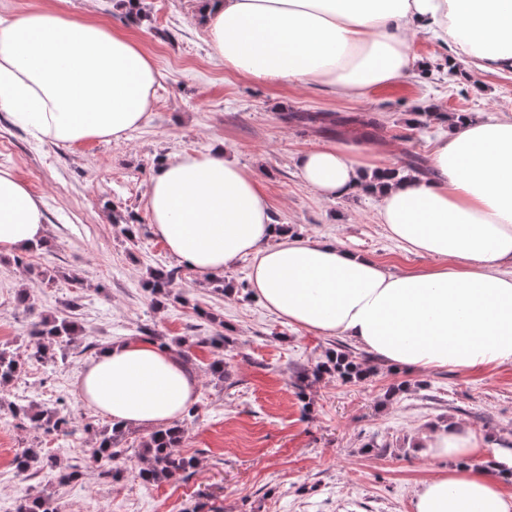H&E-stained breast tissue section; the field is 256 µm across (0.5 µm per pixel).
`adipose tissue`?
<instances>
[{"label":"adipose tissue","mask_w":512,"mask_h":512,"mask_svg":"<svg viewBox=\"0 0 512 512\" xmlns=\"http://www.w3.org/2000/svg\"><path fill=\"white\" fill-rule=\"evenodd\" d=\"M199 13L225 68L256 83L362 97L404 76L420 34L482 70L512 74V0H201ZM158 76L139 41L96 19L75 22L55 6L0 19V110L39 139L128 137L153 105ZM293 166L328 200L376 193L389 237L432 265L395 272L287 233L252 173L220 146L162 162L146 186L154 231L203 279L250 259L249 284L269 311L347 337L392 367L471 374L512 364V114L452 125L424 176H391L380 158L345 141L301 152ZM45 232L42 203L0 170V254ZM197 387L173 349L141 340L112 344L79 383L90 409L138 429L183 415ZM415 443L453 466L421 482L413 512H512L496 478L512 472V448L483 447L449 424L422 430ZM485 457L495 475L472 468Z\"/></svg>","instance_id":"obj_1"}]
</instances>
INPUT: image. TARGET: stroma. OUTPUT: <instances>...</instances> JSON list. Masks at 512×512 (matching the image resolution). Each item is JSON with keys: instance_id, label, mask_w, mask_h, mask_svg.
Instances as JSON below:
<instances>
[{"instance_id": "1", "label": "stroma", "mask_w": 512, "mask_h": 512, "mask_svg": "<svg viewBox=\"0 0 512 512\" xmlns=\"http://www.w3.org/2000/svg\"><path fill=\"white\" fill-rule=\"evenodd\" d=\"M199 0H144L141 16L119 0H63L75 20L95 18L131 33L153 55L160 76L144 124L123 140L56 146L33 137L0 112V169L14 172L45 209L47 235L39 248L0 254V346L22 369L0 386V512H16L27 496L49 494L63 512H412L418 484L436 460L418 453L415 433L456 423L485 441H512V365L462 374L449 368L394 371L353 348L374 373L365 381L323 377L305 391L295 379L338 339L288 325L245 288L250 259L227 270L229 292L180 267L155 234L144 196L159 159L204 152L223 142L229 157L253 173L275 223L308 238L344 247L403 272L431 265L404 251L377 218L373 193L326 200L306 187L294 157L336 139H354L352 127L325 133L288 121L291 112L369 113L384 126L365 153L389 165L429 158L447 125L416 128L427 106L457 115L512 113V75L478 69L425 37L414 39V63L398 83L362 98H341L301 84H259L224 67L197 22ZM139 226L128 240L122 225ZM179 269L180 302H157L143 286L148 268ZM80 279L72 286L70 276ZM28 290L37 312L70 316L77 336L47 362L28 357L31 320L16 303ZM229 339L223 350L206 340ZM155 336L185 339L198 377L194 422L180 453L197 466L188 476L144 486L142 463L130 457L116 477L86 468L98 432L109 417L87 408L78 380L98 348ZM223 358L224 375L209 365ZM22 403L57 407L71 426L44 433L13 418ZM385 454L365 452L367 442ZM39 449L58 467L79 466L67 484L43 474L18 473L13 457Z\"/></svg>"}]
</instances>
